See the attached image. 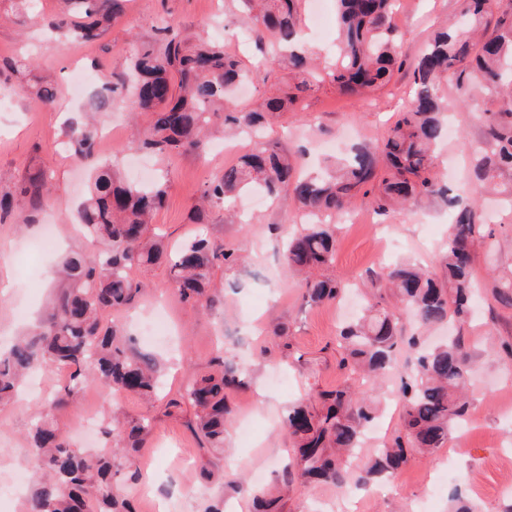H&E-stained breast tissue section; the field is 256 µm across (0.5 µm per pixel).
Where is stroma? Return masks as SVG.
Instances as JSON below:
<instances>
[{
  "instance_id": "obj_1",
  "label": "stroma",
  "mask_w": 512,
  "mask_h": 512,
  "mask_svg": "<svg viewBox=\"0 0 512 512\" xmlns=\"http://www.w3.org/2000/svg\"><path fill=\"white\" fill-rule=\"evenodd\" d=\"M461 0H399L395 16L398 45L407 60L382 91L355 100L322 84L307 95L300 111L286 113L281 124L267 132L284 152L304 148V172L322 163L320 147L335 143L345 128H353L359 142L383 138L396 112L408 103L413 89V67L437 23L452 19ZM62 9L59 0H27L0 16V61L28 57L34 76H48L57 85L55 103L38 97L15 100L0 111V192L13 189L29 167L49 164L53 170L51 197L26 227L14 221L0 223V346L10 342L40 318L53 291L52 272L62 254H94L99 246L77 224V209L87 195L89 169L66 146L71 121L94 119L111 128L112 139L97 157L117 167L123 178L131 164L145 163L153 177L165 178L167 197L155 217L166 243L178 244L196 234L218 243L237 244L246 266L214 268L212 281L223 300L208 313L168 295L169 269L157 263L132 268L131 277L144 291L135 312L112 313L113 321L136 333L140 316L149 314L154 296L168 295L170 336L149 345L148 353L164 365L165 391L176 394L195 377L213 373L218 361L231 358L247 373L248 387L230 396L233 420L249 415L257 432L251 447H242L236 430H229L223 448L208 447L191 423L192 410L170 416L156 408L155 421L137 458L139 478L130 481L123 460H116L114 485L131 493L138 512H204L207 505L223 504L225 512H252L247 492L231 487L232 477L275 489L286 462L288 437L281 422L288 408L343 384L336 336L342 322L335 304H311L284 262L276 231L303 224L304 212L292 198L270 196L254 203L252 197L235 208L211 207L197 213L204 183L234 162V155L215 156L180 152L165 158L133 151L131 105L115 96L110 108L91 112L74 102L66 83L67 69L78 63L90 76V89L119 82L127 72L133 51L152 42L155 29L170 21L182 36L205 37L237 52L251 71L248 96L242 108L252 107L271 87L288 82L290 72L277 48L255 39L239 41L245 28L240 0H125L120 15L104 35L90 44H63L50 34L46 22ZM440 92L453 114L459 135L443 143L437 164L456 178L472 177L471 163L461 151L465 142L480 137L485 113L497 110L496 94L458 90L455 77L440 83ZM362 221L340 225L334 260L327 276L351 283L358 292L391 303L381 281L370 274L388 270L399 259H414L440 273V258L448 237V208L436 197H421L401 210L384 215L356 204ZM495 235L474 252V271L488 279L491 271L512 269V213L494 212ZM458 331L473 359L472 408L468 422L454 433L449 445L435 455H412L384 491L345 490L325 484H295L284 497L282 512H413L428 497L429 476L446 471L457 480L445 483L432 500V512H448V501L459 496L481 512H504L512 505V358L502 344L512 343V308L499 305L484 293L475 320ZM45 396L24 391L0 407V512H22L24 483L18 473L32 474L37 466L28 452L31 423L43 412ZM105 425L112 412L135 419L142 412L133 397L102 394L89 387L77 402L55 413V420L75 444L85 439L77 425L88 412ZM429 498V497H428Z\"/></svg>"
}]
</instances>
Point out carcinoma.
I'll list each match as a JSON object with an SVG mask.
<instances>
[{
  "instance_id": "obj_1",
  "label": "carcinoma",
  "mask_w": 512,
  "mask_h": 512,
  "mask_svg": "<svg viewBox=\"0 0 512 512\" xmlns=\"http://www.w3.org/2000/svg\"><path fill=\"white\" fill-rule=\"evenodd\" d=\"M63 2L80 6L82 15L64 12L50 27L66 43H91L106 31L122 0ZM242 2L255 11L251 20L276 41L290 45L298 36L301 0ZM337 2L338 60L322 67L291 52L289 63L298 82L247 111L233 109L232 88L248 76L236 54L204 38H182L167 22L157 27L155 44L136 51L130 74L120 81L132 97L135 114L148 115L147 125L136 128L132 148L156 155L182 149L200 152L210 128L217 124L259 134L267 118L293 110L299 94L324 82L349 98L384 88L406 63L393 39L395 0ZM497 3L464 0L454 24L434 34L413 70L414 95L396 113L381 141L356 145L350 155L327 161L321 176L296 177L295 161L259 139L249 152L224 167V173L207 182L201 193L205 202L222 207L242 193L261 189L292 198L310 214L333 218L357 196L380 214L419 196H437L448 204L452 223L445 277L430 274L412 261L389 268L385 279L399 306L371 303L340 331L341 366L351 375L378 379L393 370L406 325L423 332L471 315L478 288L473 249L485 238L486 224L479 199L497 187L501 171L512 169V19H497L491 33L473 40L478 26L490 23ZM30 68L31 63L23 59L3 62V69L16 76L14 95L24 99L36 93L48 103L53 101L56 87L44 79L31 81ZM449 72L456 75L460 88L493 90L507 102V107L485 115L481 139L490 149L470 156L473 179L455 194L435 172L434 156L444 136L439 79ZM67 136L74 155L91 165L89 193L79 220L100 250L93 256L75 255L62 261L45 319L0 352V405L16 396L27 376L48 368L70 370L68 383L29 432L39 471L29 482L24 512H137L132 497L115 493L112 456L122 452L128 467H134L150 418L119 422L105 431L108 446L87 449L71 444L50 412L90 384L115 396L133 394L147 402L156 395L160 362L139 351L122 327L103 320L105 313L128 310L138 299L140 287L129 275L133 267L165 260L173 292L183 302L208 310L216 302L210 293L212 271L237 263L241 255L233 244L217 245L200 235L165 251L151 235L150 226L164 203L166 186L160 181L149 186L131 184L113 165L97 163L96 125L74 122ZM50 181V167L38 166L14 190L1 193L0 220L38 211L48 199ZM336 229L331 223L303 224L282 237L283 258L304 276V298L310 302H337L349 287L319 274L334 260ZM491 288L499 304L512 307V276L493 279ZM408 344L417 348V358L402 386L404 435L384 442L367 462L352 467L351 459L357 456L363 432L375 420L379 406L367 392L350 386L321 392V410H310L304 401L288 408L283 418V429L294 448L293 460L281 476L285 489L299 477L339 489L365 487L398 470L412 453L432 455L447 444L468 412L469 354L459 338L428 347L413 334ZM223 364L220 374L194 379L167 402L169 414L186 403L192 406L195 430L213 448L224 447L229 414L226 390L245 382L233 362Z\"/></svg>"
}]
</instances>
